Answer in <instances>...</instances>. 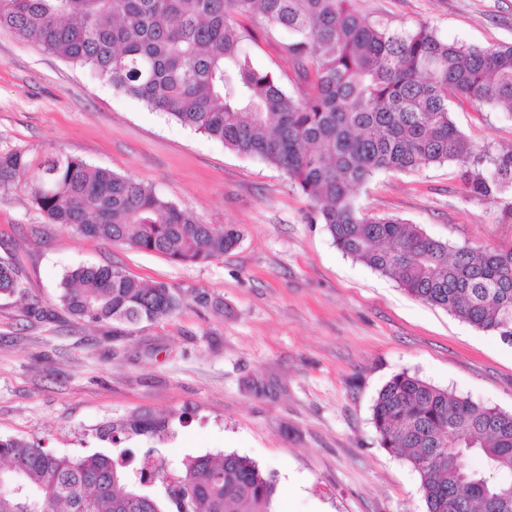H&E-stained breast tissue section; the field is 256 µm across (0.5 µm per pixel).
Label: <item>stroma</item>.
Segmentation results:
<instances>
[{
	"mask_svg": "<svg viewBox=\"0 0 512 512\" xmlns=\"http://www.w3.org/2000/svg\"><path fill=\"white\" fill-rule=\"evenodd\" d=\"M368 20L425 23L451 42L512 44V0H351ZM253 62L296 93L277 41L257 38ZM477 149L512 147V119L452 101ZM31 167L75 156L132 177L206 224L243 235L195 265L129 250L47 223L29 170L0 186V261L17 262L22 293L0 295V438L54 454L127 455L181 470L234 453L273 480V512H427L419 474L381 448L372 420L380 389L406 372L512 413V346L407 295L340 251L279 168L152 111L89 70L0 29V151ZM365 213L394 216L448 244L512 242L502 200L469 196L454 164L380 172L354 191ZM79 265H115L174 286L169 317L112 327L71 318L60 282ZM50 313L38 319L30 305ZM149 418L156 431L137 433Z\"/></svg>",
	"mask_w": 512,
	"mask_h": 512,
	"instance_id": "35a3bbf8",
	"label": "stroma"
}]
</instances>
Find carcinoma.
Here are the masks:
<instances>
[{
	"mask_svg": "<svg viewBox=\"0 0 512 512\" xmlns=\"http://www.w3.org/2000/svg\"><path fill=\"white\" fill-rule=\"evenodd\" d=\"M246 19L245 25L241 19ZM0 28L89 68L102 81L224 147L280 168L337 248L411 297L512 337V243L451 246L392 217L370 216L353 191L380 171L453 163L466 191L512 189V149L474 151L451 119L464 98L512 117V44L450 43L428 26L367 21L349 0H0ZM288 31L282 50L305 82L295 95L258 67L245 43ZM29 168L0 152V185ZM32 204L50 224L177 264L218 259L242 230L205 224L132 177L73 156L33 174ZM23 288L0 261V294ZM59 302L72 317L136 326L176 312L177 290L118 267L78 266ZM381 447L418 472L427 512H512V413L448 393L407 372L378 392ZM482 456L488 473L470 468ZM272 480L250 459L199 456L158 499L106 455L57 456L0 438V512H272Z\"/></svg>",
	"mask_w": 512,
	"mask_h": 512,
	"instance_id": "obj_1",
	"label": "carcinoma"
}]
</instances>
